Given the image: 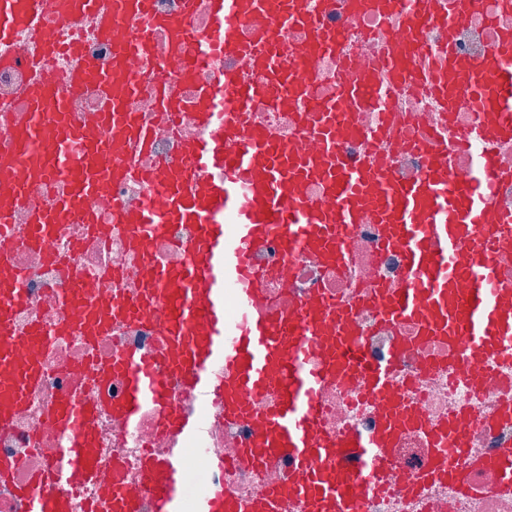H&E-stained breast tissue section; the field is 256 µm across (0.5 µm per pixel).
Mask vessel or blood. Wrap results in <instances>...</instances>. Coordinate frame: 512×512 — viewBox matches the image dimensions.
Segmentation results:
<instances>
[{"instance_id":"vessel-or-blood-1","label":"vessel or blood","mask_w":512,"mask_h":512,"mask_svg":"<svg viewBox=\"0 0 512 512\" xmlns=\"http://www.w3.org/2000/svg\"><path fill=\"white\" fill-rule=\"evenodd\" d=\"M49 2L56 17L73 28L95 17L112 47V64L105 70L79 66L64 94L39 81L24 89L25 115L10 134L9 150L0 152V226L11 223L14 209L26 203L28 184L57 181L55 207L31 212V243H47L60 225L96 224L84 206L87 196L108 197L113 184L137 180L147 189L145 198L135 205L114 203L113 221L129 227L130 243L147 274L137 298L118 295L95 303L89 283L68 289L60 301L59 326L26 332L30 357L21 366L12 354V315L24 301L21 278L1 275L0 418L35 387L40 355L55 337L77 331L93 338L118 319L148 324L161 306L168 314L161 331L165 361L121 352L99 368V379L124 380L125 394L115 412L134 423L145 404L162 400L165 387L158 371L164 367L178 373L186 387L219 394L226 423L254 424V440L243 457L260 465L285 455L299 470L298 478L246 508L224 491L202 490L196 512H274L286 498L302 503L307 512H364L366 501L386 487L401 425L424 428L423 421L402 407L389 388L394 362L371 364L354 346L358 331L352 304L333 302L319 292L293 314L257 310L267 272L254 258L274 245L287 261L312 254L327 266L343 267L351 233L363 213H372L382 228L383 245L402 249L411 272L403 287L374 293L383 318L391 324L414 322L419 341L447 343L449 367L487 358L511 362L512 283L497 279L490 240L512 238V217L497 219L490 237L478 228L490 221L488 201L504 178L498 147L512 140V35L506 37L510 51L491 54L475 68L451 48L424 46L417 36L422 25L441 24L449 12L467 13L473 0H452L449 10L426 0H342L350 16L400 15L403 31L392 41L388 79L361 75L339 83L334 97L319 100L309 92L312 63L324 53L340 52L342 41L322 24L325 0H315L310 9L305 0H206L212 24L205 31L188 23L197 0H185L184 14L176 16L154 13L152 0ZM257 15L267 18V26L246 29V21ZM296 27L309 29L311 37L284 52L282 40ZM20 31L39 40L31 68L60 49L79 51L77 41L63 47L41 37L39 0H0V45L11 44ZM158 31L166 34L171 55L195 49L181 70L182 82L193 81L196 60L213 54L234 58L239 66L225 70L189 101L168 86L154 87L166 115L176 119L190 113L209 133L183 143L181 162L143 170L128 149H150L153 132L135 120L128 104L142 88L133 65L152 58ZM452 70L460 76L456 89L448 85ZM405 81L427 86L446 113L455 111L462 94L476 91L485 99L477 122L460 142L464 148L473 140L482 146L476 182L456 176L452 156L441 154L447 141L443 131L418 142L428 161L411 182L341 154L340 142L367 136L352 113L389 111L391 83ZM90 85L102 96L104 137L72 127L67 119V94ZM258 100L275 110L306 113L319 151L306 152L298 141L283 140L262 124L244 123V113ZM107 156L112 166L103 165ZM19 168L25 180L16 179ZM314 182L322 184L331 205L310 199ZM177 224L195 227L192 243L173 238ZM161 240L185 252V262L157 268L152 257ZM230 296L239 310L234 320L225 312ZM355 376L364 379L367 392L379 402L381 428L370 436L352 431L331 435L320 427L316 390L322 383ZM272 390L276 398L254 415L252 401ZM96 414V407L68 396L50 409V419L65 435L61 458L18 488L17 512H67L63 485L76 475L91 476L98 467L92 444ZM200 424L177 412L166 413L161 421L164 429L184 435L196 433ZM424 430L432 455L413 494L437 480L470 491L472 472L489 465L499 473V490L512 491V448L487 460L469 455L467 435L454 423ZM345 456L361 460V470L338 467L337 459ZM146 476L156 512H182L184 477L178 460L147 461Z\"/></svg>"}]
</instances>
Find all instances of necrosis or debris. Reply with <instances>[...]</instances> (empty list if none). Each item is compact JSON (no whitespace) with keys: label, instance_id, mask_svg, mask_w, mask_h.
Wrapping results in <instances>:
<instances>
[{"label":"necrosis or debris","instance_id":"necrosis-or-debris-1","mask_svg":"<svg viewBox=\"0 0 512 512\" xmlns=\"http://www.w3.org/2000/svg\"><path fill=\"white\" fill-rule=\"evenodd\" d=\"M326 21L341 33L346 48L341 55L316 59L312 96L334 95L338 78L346 72L383 75L389 43L398 33V17L372 13L345 17L332 12L327 14ZM509 31L512 32V11L498 9L497 0H477L466 15L452 12L446 24L421 27L419 38L427 46H450L459 56L478 65L490 53L501 50L502 36ZM44 34L58 42L79 39L82 56L77 59L61 52L43 69L30 70L23 58L32 51V43L26 32L17 33L8 51L18 61L10 68L0 67V149L7 146L6 131L23 118L22 93L30 81L37 79L60 89L80 61L104 66L110 60L111 47L99 36L95 19H87L80 28L71 30L50 17L45 22ZM130 109L154 129L152 149L134 156L142 167L178 159L182 142L205 134L191 116L176 123L164 120L154 95L148 91L138 94ZM481 109L480 97L471 94L459 103L456 112L443 115L425 88L407 84L395 94L390 111L353 113L354 122L379 130L380 135L369 141H346L342 150L353 159L370 157L375 168L411 181L420 176L426 165V157L415 149V142L441 129L447 130L449 141H456L474 126ZM29 226L28 208H16L11 237L0 245V271H19L24 275L25 304L13 316L14 331L25 333L35 323L57 325L61 292L85 279L95 281L92 297L96 300L119 292L136 294L143 262L122 229L113 227L112 232L100 236L91 225L67 224L50 243L34 246L28 240ZM380 235L373 215H366L349 238L347 262L339 270L326 267L312 255L287 262L277 248H268L256 257L257 264L269 273L257 300L258 308L276 307L290 313L318 290L327 291L340 301H358L355 318L361 333V353L380 363L392 349L401 348L399 372L392 390L427 425L438 426L452 420L465 427L468 452L475 457L492 458L501 449L512 448V423H501L491 429L483 424L486 416L512 398V362L473 360L467 362L462 373H454L444 364L447 346L417 342L413 323H386L377 305L366 300L369 291L400 287L408 277L402 253L382 247ZM165 321L166 312L159 307L152 323L118 321L95 343L72 334L57 338L44 351L37 387L20 408L0 421V459L13 464L10 472L0 477V512H16L14 486L40 473L64 444L48 416L49 408L66 395L88 405L97 404L106 392L113 399H120L125 390L122 377H113L108 390H101L96 382L99 365L121 350L156 351ZM166 394L165 402L145 405L139 421L133 425L113 412L104 410L98 414L94 437L100 465L93 478L74 479L67 487L69 512H106L112 463L116 460L123 464L125 496L137 502L138 512H155L154 498L144 484L143 463L149 458L165 459L174 448L180 449L183 468L199 490L217 485L237 497L251 499L296 477L293 461L285 457L270 459L259 469L240 460L239 451L251 437L252 427L247 423L226 424L224 407L216 398L174 379L168 381ZM316 398L324 410L322 427L329 432L352 429L369 435L381 425L380 406L367 397L362 378L324 384L318 388ZM168 410L201 416V429L191 438L160 429L159 423ZM431 453L420 431L403 430L392 450L389 489L369 499L365 512H512V493L498 492L499 474L492 468L472 474L473 489L469 493H459L448 485H433L422 499L412 498L408 488ZM224 458L236 462L226 474L213 467L215 461Z\"/></svg>","mask_w":512,"mask_h":512}]
</instances>
